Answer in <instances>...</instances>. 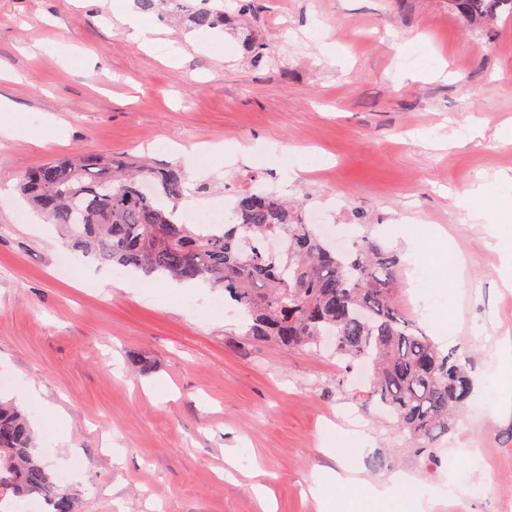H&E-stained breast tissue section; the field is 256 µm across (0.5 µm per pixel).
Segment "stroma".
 <instances>
[{"mask_svg":"<svg viewBox=\"0 0 512 512\" xmlns=\"http://www.w3.org/2000/svg\"><path fill=\"white\" fill-rule=\"evenodd\" d=\"M224 10L232 29L186 31L134 0H0V98L16 107L10 121L35 124L0 138V400L17 401L26 383L37 389L40 405L23 409L45 462L57 472L83 461L69 481L78 512H261L259 483L276 512H318L309 486L338 465L325 440L346 405L371 443L361 478L457 479L468 488L459 512H512V288L502 253L467 218L497 199H465L475 183L512 176V145L495 137L512 125V17L474 28L442 0H254L244 13L224 0ZM128 12L156 31L151 49L128 38L119 20ZM248 34L269 46L261 65L244 54ZM47 115L65 131L45 148L35 140ZM431 131L464 140L432 146L422 139ZM162 139L171 150L157 152ZM204 144L227 150L202 163ZM77 150L181 164L185 198L204 205L223 194L199 184L232 186L250 171L308 206L331 196L333 223L364 213L371 237L399 251L404 242L380 227L449 237L468 259L463 282L429 278L421 291L404 264L398 305L498 383L495 399H474L441 440L452 466L408 457L374 469L405 440L357 401V375L325 349L251 340L223 290L142 288L135 273L89 256L61 271L65 240L16 186ZM302 151L327 156L323 173L287 179L283 162ZM431 302L447 324L434 326ZM228 448L244 451L230 474Z\"/></svg>","mask_w":512,"mask_h":512,"instance_id":"obj_1","label":"stroma"}]
</instances>
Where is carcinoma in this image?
I'll list each match as a JSON object with an SVG mask.
<instances>
[{"mask_svg": "<svg viewBox=\"0 0 512 512\" xmlns=\"http://www.w3.org/2000/svg\"><path fill=\"white\" fill-rule=\"evenodd\" d=\"M144 12L185 22L187 29L224 26V0H135ZM472 26L512 0H447ZM254 64L265 43L244 41ZM185 175L177 164L154 166L128 155L75 154L26 173L20 192L57 225L73 249L99 261L179 282L222 288L250 318L249 335L288 348L332 339L336 357L372 369L363 402L375 404L406 435L417 458L434 452L454 428L475 381L457 351H442L398 307L400 258L369 233L338 253L304 222L300 204L244 193L218 235L174 220ZM38 499L51 512H75L76 493L42 460L26 413L0 403V503Z\"/></svg>", "mask_w": 512, "mask_h": 512, "instance_id": "carcinoma-1", "label": "carcinoma"}]
</instances>
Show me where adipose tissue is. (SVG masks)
I'll list each match as a JSON object with an SVG mask.
<instances>
[{"mask_svg":"<svg viewBox=\"0 0 512 512\" xmlns=\"http://www.w3.org/2000/svg\"><path fill=\"white\" fill-rule=\"evenodd\" d=\"M366 441L365 435L342 427L332 429L328 435L329 453L339 460L340 466L323 470L310 488L320 512H329L335 496L352 492L372 498H405L411 501L415 512H433L440 502L456 498V491H429L404 476L381 483L357 478L354 462L362 454Z\"/></svg>","mask_w":512,"mask_h":512,"instance_id":"adipose-tissue-1","label":"adipose tissue"}]
</instances>
